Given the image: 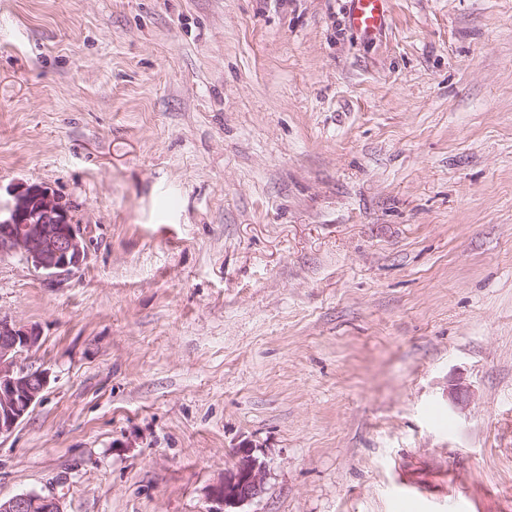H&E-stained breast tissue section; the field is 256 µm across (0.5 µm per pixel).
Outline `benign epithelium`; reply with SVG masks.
Returning a JSON list of instances; mask_svg holds the SVG:
<instances>
[{
    "label": "benign epithelium",
    "instance_id": "1",
    "mask_svg": "<svg viewBox=\"0 0 512 512\" xmlns=\"http://www.w3.org/2000/svg\"><path fill=\"white\" fill-rule=\"evenodd\" d=\"M0 215V257L19 256L51 282L73 276L87 259L80 225L72 222L69 207L49 187L24 185ZM41 336L0 317V437L14 431L39 401L49 383L46 369L18 365L21 355L38 348ZM265 465L252 449H238L235 466L214 486L209 498L227 512L258 498L264 491ZM0 512H64L55 493H26L0 499Z\"/></svg>",
    "mask_w": 512,
    "mask_h": 512
}]
</instances>
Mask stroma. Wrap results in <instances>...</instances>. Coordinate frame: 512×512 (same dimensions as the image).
<instances>
[{
  "label": "stroma",
  "mask_w": 512,
  "mask_h": 512,
  "mask_svg": "<svg viewBox=\"0 0 512 512\" xmlns=\"http://www.w3.org/2000/svg\"><path fill=\"white\" fill-rule=\"evenodd\" d=\"M0 0V207L88 258L0 259L51 372L0 497L210 512H512V0ZM346 18L349 28L363 40L376 37L388 19L389 0H347ZM2 216L0 257L20 256L51 282L73 276L87 259V245L69 207L49 187L29 184L16 189ZM237 457L235 466L224 474V481L209 493L211 502L218 505L210 512H232L225 509L242 507L264 491V463L247 446L238 449Z\"/></svg>",
  "instance_id": "35a3bbf8"
}]
</instances>
